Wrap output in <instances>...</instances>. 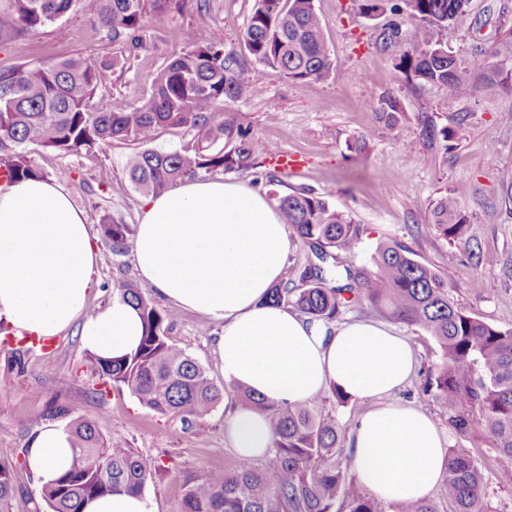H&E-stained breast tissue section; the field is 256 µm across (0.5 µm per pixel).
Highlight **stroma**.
I'll return each mask as SVG.
<instances>
[{
    "label": "stroma",
    "mask_w": 512,
    "mask_h": 512,
    "mask_svg": "<svg viewBox=\"0 0 512 512\" xmlns=\"http://www.w3.org/2000/svg\"><path fill=\"white\" fill-rule=\"evenodd\" d=\"M314 5L333 62L328 77L303 87L281 70L249 60L241 76L252 93L231 106L254 135L298 158L299 166L285 170L262 157L253 168L225 173L224 181L267 195L314 190L363 224L358 265H365V252L379 240L403 241L447 277L462 307L485 322L512 327V197L506 193L512 187V88L490 77L494 65L512 61V0H470V28L439 33L473 78L476 91L467 98L445 87L408 81L397 69L408 48L405 36L414 27L410 17L399 18L402 40L385 45L379 37L384 19L356 16L351 0H314ZM254 7L255 0H207L205 39L225 51L242 52L241 36ZM200 23L193 7L150 15L133 48L113 41L77 6L35 33L0 41V68L34 67L72 56L98 62L122 57L124 68L114 71L96 97L120 98L136 108L150 98L153 75L182 48L184 31ZM388 93L397 97L404 113L395 133L379 128L370 109ZM430 122L455 129L454 139L428 143L422 131ZM363 133L369 136L365 152H350L349 142ZM197 139L191 129L160 128L135 143L116 141L78 154L37 146L29 152L45 178L67 189L89 224L108 214L133 229L147 195L129 179L128 154L138 148L178 150ZM459 185L467 186L466 194L454 195ZM449 194L467 221L461 243L446 239L435 224V204ZM97 247L101 288L89 301L93 308L110 303L117 284L140 281L130 251L113 252L102 241ZM472 248L493 256L494 264L469 259ZM175 313L166 326L170 342L186 349L216 384H223L214 354L219 324L194 312ZM392 329L409 341L414 355V374L393 401L413 404L432 417L448 447L469 453L482 467L491 512H512V485L499 479L497 448L479 433H457L447 414L421 393L428 369L441 359L437 343L400 323ZM18 348L25 351L20 361L14 354ZM54 405L92 420L106 439L155 465L145 489L155 512H179L186 483L237 460L224 437V405L187 425L178 416L144 407L128 390L103 385L90 372L76 329L54 337L47 350L16 333L0 334V462L12 465L17 474L11 512H47L22 450L37 428L32 415Z\"/></svg>",
    "instance_id": "obj_1"
}]
</instances>
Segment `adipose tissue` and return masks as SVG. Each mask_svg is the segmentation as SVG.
Here are the masks:
<instances>
[{"label": "adipose tissue", "instance_id": "ef3b65f1", "mask_svg": "<svg viewBox=\"0 0 512 512\" xmlns=\"http://www.w3.org/2000/svg\"><path fill=\"white\" fill-rule=\"evenodd\" d=\"M287 253V226L274 203L221 180L148 198L133 243L135 268L150 288L220 323L214 352L225 385L280 405L333 388L367 403L347 446L359 485L391 505L428 498L443 471L445 436L421 410L389 400L414 372L410 343L383 324L327 325L268 304ZM97 263L92 227L63 186L32 177L0 191V319L17 334L52 338L74 327L95 356L134 354L143 323L133 305L117 297L87 310L100 286ZM271 428L265 414L236 406L225 438L238 457L259 459L273 446ZM27 462L43 485L68 470L65 428L43 423Z\"/></svg>", "mask_w": 512, "mask_h": 512}]
</instances>
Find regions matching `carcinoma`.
<instances>
[{
  "mask_svg": "<svg viewBox=\"0 0 512 512\" xmlns=\"http://www.w3.org/2000/svg\"><path fill=\"white\" fill-rule=\"evenodd\" d=\"M74 0H0V40L35 32L65 15ZM206 0H83L94 25L112 40H136L148 10L163 12L196 5L207 17ZM357 14L377 19L389 12L415 21L410 50L397 68L417 81L449 88L459 97L476 86L458 58L438 38L444 29H464L469 0H353ZM202 28L185 34L184 48L174 54L152 80L149 100L137 109L111 98L93 102L112 77L117 61L68 58L30 68H0V165L8 182L41 176L27 147L36 145L65 154L101 148L114 141H135L157 128H191L197 142L180 151L135 150L126 161L130 179L155 195L174 184L213 171L252 167L268 151L234 112L219 113L216 103H235L252 93L239 74L240 62L201 37ZM255 62L281 69L288 79L308 86L327 76L332 60L313 0H256L243 36ZM376 122L398 128L402 107L390 94L371 103ZM423 135L447 142L454 130L427 124ZM273 201L284 223L315 257L301 272L304 287L273 288L268 300L292 306L315 321L328 323L365 301L378 314L421 329L439 344L440 363L429 371L422 392L448 413V423L466 434L479 419L499 448L498 466L512 468V328L491 325L461 307L448 279L419 260L403 243L379 242L370 260L375 271L364 275L355 265L364 233L351 212L331 205L310 191L281 195ZM435 224L453 242L463 241L465 219L449 208L448 197L435 206ZM104 240L112 250L125 248L129 227L100 219ZM121 297L140 311L145 331L139 349L121 361L89 356L95 375L106 386L124 387L143 405L175 414L192 424L211 414L224 399L185 349L170 342L164 324L173 319L150 303L142 288L125 285ZM243 405L269 416L273 449L259 460L239 459L233 467L210 471L188 484L181 512H441L426 499L387 505L371 497L344 464L341 434L332 417L314 414L309 403L275 406L248 388L234 387ZM52 416L67 418L73 462L53 483L40 488L49 512H82L85 500L112 493H143L153 477L151 464L129 449L104 438L83 417L62 405ZM443 498L450 512H490L482 469L466 452L448 449ZM15 491L12 466L0 463V512H9Z\"/></svg>",
  "mask_w": 512,
  "mask_h": 512,
  "instance_id": "carcinoma-1",
  "label": "carcinoma"
}]
</instances>
